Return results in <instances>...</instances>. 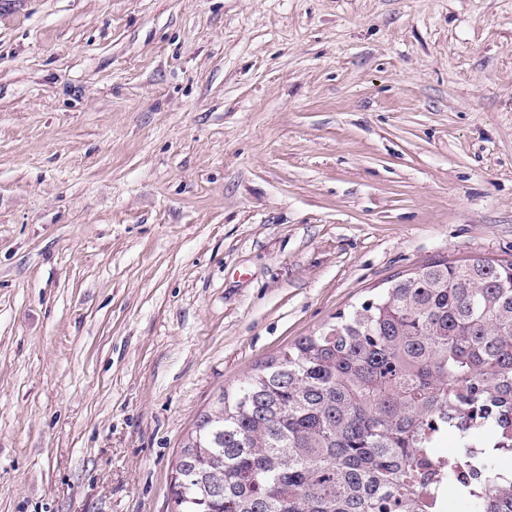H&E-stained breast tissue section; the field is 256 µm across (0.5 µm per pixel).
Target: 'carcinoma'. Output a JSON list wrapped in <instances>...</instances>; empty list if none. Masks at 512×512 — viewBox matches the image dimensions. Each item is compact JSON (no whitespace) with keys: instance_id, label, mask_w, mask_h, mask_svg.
Masks as SVG:
<instances>
[{"instance_id":"carcinoma-1","label":"carcinoma","mask_w":512,"mask_h":512,"mask_svg":"<svg viewBox=\"0 0 512 512\" xmlns=\"http://www.w3.org/2000/svg\"><path fill=\"white\" fill-rule=\"evenodd\" d=\"M509 414L512 259H439L201 414L174 512H512ZM448 433L445 497L429 455Z\"/></svg>"}]
</instances>
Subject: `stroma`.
Here are the masks:
<instances>
[{"label":"stroma","instance_id":"1","mask_svg":"<svg viewBox=\"0 0 512 512\" xmlns=\"http://www.w3.org/2000/svg\"><path fill=\"white\" fill-rule=\"evenodd\" d=\"M473 257L512 0H0V512H173L222 392Z\"/></svg>","mask_w":512,"mask_h":512}]
</instances>
